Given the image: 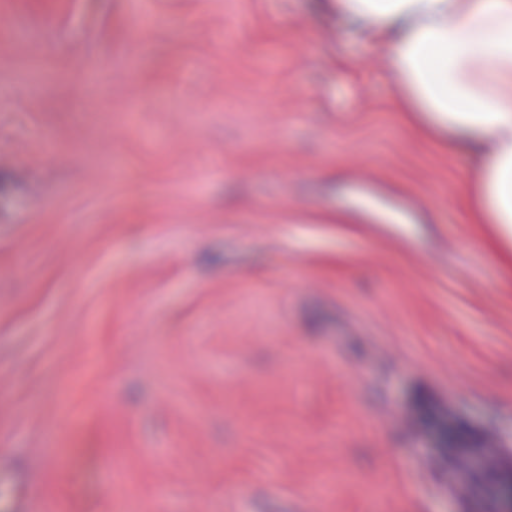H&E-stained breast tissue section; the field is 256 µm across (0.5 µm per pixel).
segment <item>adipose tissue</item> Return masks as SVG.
I'll return each instance as SVG.
<instances>
[{
	"mask_svg": "<svg viewBox=\"0 0 512 512\" xmlns=\"http://www.w3.org/2000/svg\"><path fill=\"white\" fill-rule=\"evenodd\" d=\"M389 47L399 111L476 161L479 224L512 226V0H321Z\"/></svg>",
	"mask_w": 512,
	"mask_h": 512,
	"instance_id": "ef3b65f1",
	"label": "adipose tissue"
}]
</instances>
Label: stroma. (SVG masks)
I'll return each instance as SVG.
<instances>
[{
  "mask_svg": "<svg viewBox=\"0 0 512 512\" xmlns=\"http://www.w3.org/2000/svg\"><path fill=\"white\" fill-rule=\"evenodd\" d=\"M316 0H0V470L43 512H499L512 226Z\"/></svg>",
  "mask_w": 512,
  "mask_h": 512,
  "instance_id": "1",
  "label": "stroma"
}]
</instances>
